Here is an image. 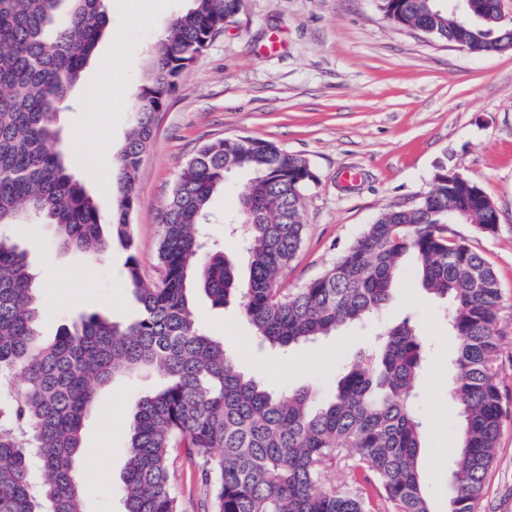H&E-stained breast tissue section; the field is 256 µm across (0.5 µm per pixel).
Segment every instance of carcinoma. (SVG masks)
<instances>
[{
    "instance_id": "carcinoma-1",
    "label": "carcinoma",
    "mask_w": 512,
    "mask_h": 512,
    "mask_svg": "<svg viewBox=\"0 0 512 512\" xmlns=\"http://www.w3.org/2000/svg\"><path fill=\"white\" fill-rule=\"evenodd\" d=\"M107 0H0V224L30 218L54 227L61 244L96 261L119 239L132 248L135 174L169 95L244 0H189L149 53L136 88L126 142L116 157L118 207L105 236L99 210L68 174L55 118L110 33ZM393 24L467 37L472 53L512 49L501 37L499 0L453 9L443 0H378ZM251 175L235 221L245 225L248 278L224 251L203 250L202 223L233 171ZM309 163L251 137L202 146L182 169L163 212V273L144 281L129 253L126 286L137 316L117 324L83 315L45 343L43 307L28 250L0 238V378L10 420L0 421V512H83L82 429L98 390L117 377L151 373L160 387L138 402L128 426L121 489L124 512H181L180 455L209 472L212 512H370L356 485L376 483L394 512H432L420 461L416 385L425 344L406 319L388 328L367 357L344 364L323 402L308 390L273 393L240 371L224 342L201 328L188 290L198 283L215 306L239 303L258 345L285 350L373 319L392 302L401 261L412 256L429 293L450 301L456 339L450 398L461 439L451 449L448 512H479L507 418L497 356L503 307L485 257L457 238L456 222L492 229L488 196L468 178L448 180L439 164L432 188L409 208L388 210L336 262L288 292L280 278L301 248L302 191ZM341 465L349 482L326 473Z\"/></svg>"
}]
</instances>
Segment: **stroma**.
<instances>
[{"label":"stroma","mask_w":512,"mask_h":512,"mask_svg":"<svg viewBox=\"0 0 512 512\" xmlns=\"http://www.w3.org/2000/svg\"><path fill=\"white\" fill-rule=\"evenodd\" d=\"M188 0H107L111 39L103 41L74 89L69 110L56 117L71 172L92 195L102 223L112 221L114 193L100 183L113 177L136 109L149 47ZM119 77L127 96L105 87ZM256 137L305 158L314 182L303 190L305 236L281 279L294 289L320 276L383 212L417 204L438 164L474 180L495 205L493 233L455 224L492 265L502 288L500 384L512 403V50L471 55L453 44L390 23L376 0H245L184 75L161 112L152 143L136 173L137 202L130 216L134 249L145 281L160 279L161 212L186 163L206 143ZM231 188L210 201L211 241L223 246L240 275L248 268L242 241L224 222L249 176L233 174ZM0 237L28 246L43 304L40 332L53 338L82 314L103 310L130 321L137 304L126 287V251L113 242L95 265L63 248L48 224H0ZM383 319L411 318L428 351L418 406L423 421L424 491L433 512H447V475L454 465L460 426L448 396L456 341L442 317L445 300L428 295L405 262ZM87 294L85 304L70 301ZM111 298L99 307L102 298ZM195 319L222 338L239 370L264 379L275 392L307 389L328 396L343 361L373 344V326L295 345L260 350L239 304L213 306L191 294ZM158 384L154 375L118 378L99 390V407L83 428L81 477L84 512H122L117 492L127 458V434L114 429L112 403L134 409ZM111 462L100 469L99 457ZM183 512H211V489L201 467L176 463ZM480 512H512V417L499 438Z\"/></svg>","instance_id":"stroma-1"}]
</instances>
